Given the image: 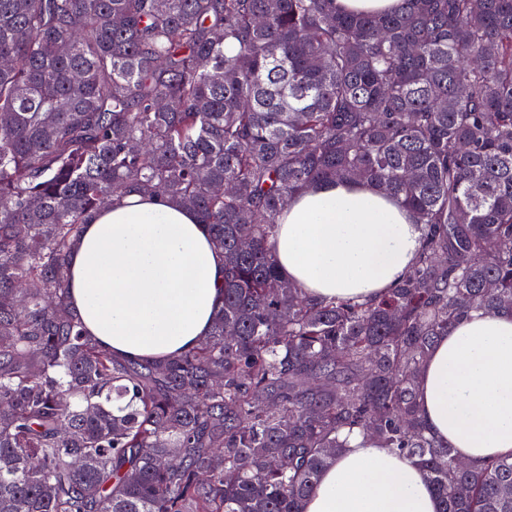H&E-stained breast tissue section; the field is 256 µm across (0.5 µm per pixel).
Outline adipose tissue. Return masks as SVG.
<instances>
[{
    "label": "adipose tissue",
    "mask_w": 512,
    "mask_h": 512,
    "mask_svg": "<svg viewBox=\"0 0 512 512\" xmlns=\"http://www.w3.org/2000/svg\"><path fill=\"white\" fill-rule=\"evenodd\" d=\"M272 256L313 297L361 302L414 262L410 210L372 187L325 184L278 217ZM224 254L208 225L157 197L126 195L88 215L68 264L69 301L113 354L159 361L208 336L224 303ZM430 433L478 465L512 457V314H474L432 348L419 383ZM417 459L355 436L326 468L305 512H438Z\"/></svg>",
    "instance_id": "obj_1"
}]
</instances>
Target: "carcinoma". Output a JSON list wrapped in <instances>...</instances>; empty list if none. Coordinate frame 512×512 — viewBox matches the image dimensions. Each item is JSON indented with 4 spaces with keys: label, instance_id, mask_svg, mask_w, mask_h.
I'll list each match as a JSON object with an SVG mask.
<instances>
[{
    "label": "carcinoma",
    "instance_id": "cac0c4a2",
    "mask_svg": "<svg viewBox=\"0 0 512 512\" xmlns=\"http://www.w3.org/2000/svg\"><path fill=\"white\" fill-rule=\"evenodd\" d=\"M330 181L420 224L366 303L307 296L270 254ZM129 192L224 251L210 335L164 362L114 355L67 303L86 217ZM502 311L512 0H0V512H304L355 430L419 459L440 512H512V459L457 461L418 405L437 339ZM342 9L363 13H385L399 9L401 0H336Z\"/></svg>",
    "mask_w": 512,
    "mask_h": 512
}]
</instances>
